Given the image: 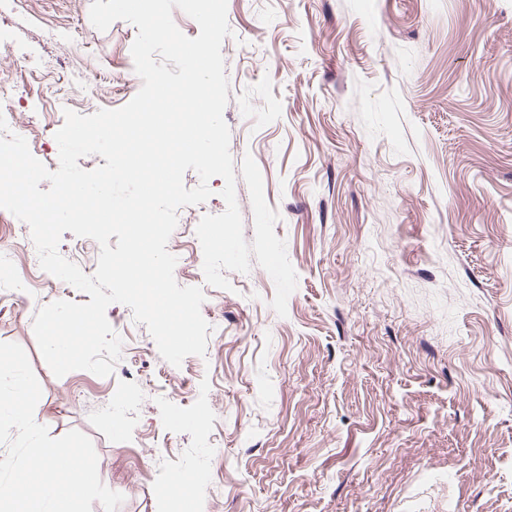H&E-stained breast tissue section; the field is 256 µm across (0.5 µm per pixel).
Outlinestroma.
Returning <instances> with one entry per match:
<instances>
[{
	"label": "stroma",
	"instance_id": "1",
	"mask_svg": "<svg viewBox=\"0 0 512 512\" xmlns=\"http://www.w3.org/2000/svg\"><path fill=\"white\" fill-rule=\"evenodd\" d=\"M92 0H23L9 33L69 61L71 97L134 69L137 27ZM224 120L252 155L298 282L286 316L259 265L207 285L195 229L174 277L201 287L205 356L175 366L129 307L106 312L135 377H55L36 313L88 294L0 281V342L25 350L51 437L93 442L117 512H512V0H228Z\"/></svg>",
	"mask_w": 512,
	"mask_h": 512
}]
</instances>
